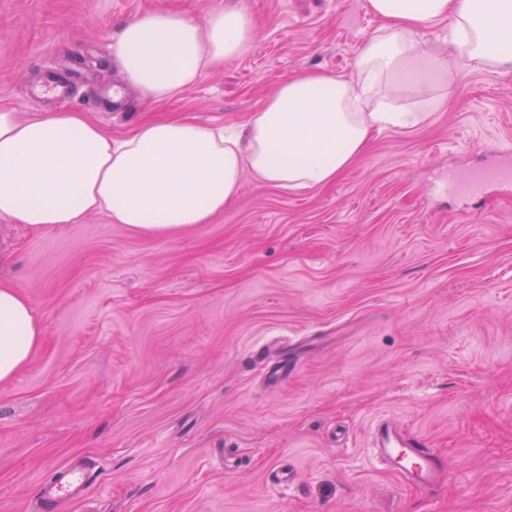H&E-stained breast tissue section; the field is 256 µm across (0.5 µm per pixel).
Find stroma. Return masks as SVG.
I'll use <instances>...</instances> for the list:
<instances>
[{
    "label": "stroma",
    "instance_id": "35a3bbf8",
    "mask_svg": "<svg viewBox=\"0 0 512 512\" xmlns=\"http://www.w3.org/2000/svg\"><path fill=\"white\" fill-rule=\"evenodd\" d=\"M252 51L157 103L101 102L109 37L137 14L200 18L225 0H0V109L247 121L295 72L351 75L381 25L366 0H240ZM77 68L66 105L28 96ZM444 102L375 134L336 182L281 191L244 178L209 223L162 236L93 214L53 233L0 218V280L31 298L41 341L0 384V512H45L39 489L91 457L92 495L60 512H512V193L465 200L448 173L512 136V70L451 61ZM302 362L258 376L266 341ZM404 421L451 473L421 492L368 447ZM290 468L293 488L274 473Z\"/></svg>",
    "mask_w": 512,
    "mask_h": 512
}]
</instances>
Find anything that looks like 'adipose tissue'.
<instances>
[{"label": "adipose tissue", "mask_w": 512, "mask_h": 512, "mask_svg": "<svg viewBox=\"0 0 512 512\" xmlns=\"http://www.w3.org/2000/svg\"><path fill=\"white\" fill-rule=\"evenodd\" d=\"M367 8L382 25L361 44L352 75L285 77L241 126L143 118L115 140L74 110H1L0 216L52 233L103 213L138 233L166 235L209 223L247 173L284 191L327 186L368 150L373 132L417 127L439 107L448 62L419 37L439 23L458 58L512 70V0H367ZM258 33L239 0L201 21L149 12L119 26L109 59L129 87L164 102L248 54ZM400 87L414 100L399 97ZM40 336L28 296L0 281V384L27 364Z\"/></svg>", "instance_id": "adipose-tissue-1"}]
</instances>
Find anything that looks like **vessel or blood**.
Wrapping results in <instances>:
<instances>
[{
    "instance_id": "1",
    "label": "vessel or blood",
    "mask_w": 512,
    "mask_h": 512,
    "mask_svg": "<svg viewBox=\"0 0 512 512\" xmlns=\"http://www.w3.org/2000/svg\"><path fill=\"white\" fill-rule=\"evenodd\" d=\"M448 187L466 197L483 195L491 187L511 191L512 146L504 145L499 159L494 162L450 174ZM371 441L380 462L415 489L428 491L444 480L445 461L427 448L418 435L395 420H379L372 431ZM92 483L89 463H71L56 469L52 480L45 486V495L48 499L61 501L83 494Z\"/></svg>"
}]
</instances>
